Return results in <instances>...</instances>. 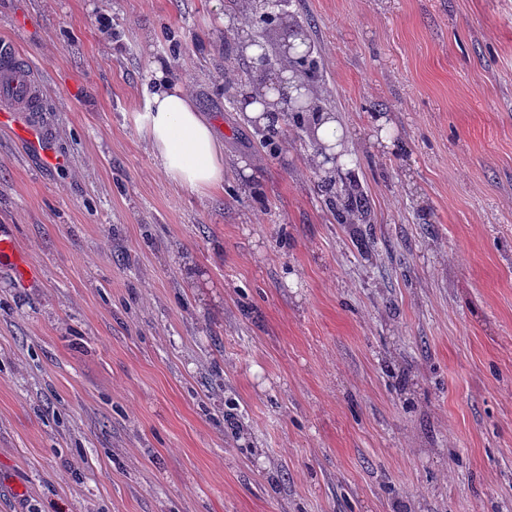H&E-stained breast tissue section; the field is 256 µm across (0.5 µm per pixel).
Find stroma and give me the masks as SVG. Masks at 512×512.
<instances>
[{"mask_svg":"<svg viewBox=\"0 0 512 512\" xmlns=\"http://www.w3.org/2000/svg\"><path fill=\"white\" fill-rule=\"evenodd\" d=\"M0 0L44 167L0 128V512H512V0ZM240 16L342 128L241 111ZM224 141L188 193L156 61ZM391 144H383L381 129ZM367 201L337 223L327 175ZM264 106L260 102H253L244 107V111L248 118L254 124L261 128H269L274 123V128H279L281 123V112H271L274 110L270 108V112H263ZM310 128L313 138L322 146L326 147L327 155L338 154L340 151L339 142L343 135V130L332 112H310Z\"/></svg>","mask_w":512,"mask_h":512,"instance_id":"obj_1","label":"stroma"}]
</instances>
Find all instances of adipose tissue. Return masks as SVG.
I'll list each match as a JSON object with an SVG mask.
<instances>
[{
    "instance_id": "adipose-tissue-1",
    "label": "adipose tissue",
    "mask_w": 512,
    "mask_h": 512,
    "mask_svg": "<svg viewBox=\"0 0 512 512\" xmlns=\"http://www.w3.org/2000/svg\"><path fill=\"white\" fill-rule=\"evenodd\" d=\"M146 137L163 170L183 190L204 193L224 185V143L180 83L156 69L147 100Z\"/></svg>"
}]
</instances>
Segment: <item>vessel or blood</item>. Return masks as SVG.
Returning a JSON list of instances; mask_svg holds the SVG:
<instances>
[{
	"instance_id": "b4317fda",
	"label": "vessel or blood",
	"mask_w": 512,
	"mask_h": 512,
	"mask_svg": "<svg viewBox=\"0 0 512 512\" xmlns=\"http://www.w3.org/2000/svg\"><path fill=\"white\" fill-rule=\"evenodd\" d=\"M43 85L33 69L8 46L0 47V126L8 127L36 151L43 162L63 165L48 146L49 134L40 114Z\"/></svg>"
}]
</instances>
